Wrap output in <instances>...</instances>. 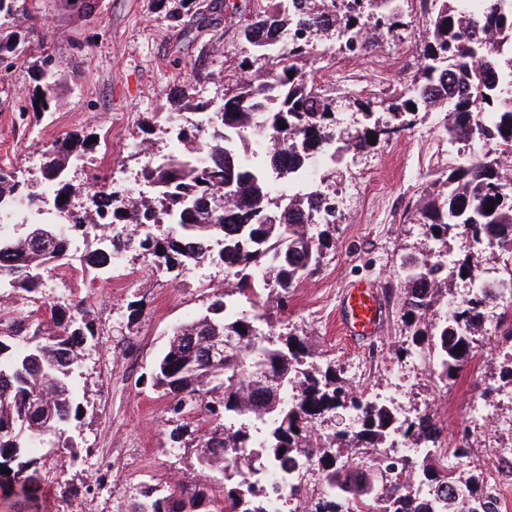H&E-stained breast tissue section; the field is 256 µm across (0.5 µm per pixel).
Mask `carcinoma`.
<instances>
[{
    "label": "carcinoma",
    "mask_w": 512,
    "mask_h": 512,
    "mask_svg": "<svg viewBox=\"0 0 512 512\" xmlns=\"http://www.w3.org/2000/svg\"><path fill=\"white\" fill-rule=\"evenodd\" d=\"M195 6L196 0H179L169 11L172 25L183 28L193 18L198 27H208ZM431 6L420 62L405 88L382 102L385 121L372 120L376 101L350 99L365 124L344 133L336 126L332 100L298 64L314 58L318 41L329 31L344 38L348 50L366 55L372 43L365 19L375 20L376 30L395 32L400 0H320L318 6L312 0H276L250 11L240 35L269 67L256 69L255 61L244 58L234 93L215 105L197 92L210 73L196 66L193 78L177 89L179 99L198 114L191 130L177 133L193 145V153L187 158L169 153L141 170L140 179L153 187L166 213V235L130 233L131 225L153 224L154 211L94 182L87 187L92 209L85 214L96 219L99 241L107 246L80 256L63 248L62 235L75 240L87 235V222L70 209L69 200H61L70 194L71 160L88 149L84 137L45 151L42 178L55 180L56 219L26 224L17 236H0V284L29 293L76 258L104 269L112 255L135 252L158 274L216 258L224 264L231 288L215 294L206 314L173 330L151 376L152 386L166 391L170 413L204 404L210 427L198 439L199 462L218 468L232 483L224 487L217 512H270L265 493L245 507L238 491L255 466L248 471L224 466L227 449L248 448L258 439L265 455L285 468L290 462L317 468L322 492L313 512H350L357 504L369 510L378 502L383 512H494L482 490L466 483L444 509L439 496L421 497L411 478L434 490L453 481L428 463L427 455L400 457L398 472L385 481L371 465L364 469L327 454L326 449L344 445L377 448L395 431L426 446L440 439V427L430 415L407 424L398 420L392 403L354 392L336 380L332 367L316 366L299 337L289 333L276 340L264 329L268 308L287 307L289 290L335 246V221L320 218L333 211L329 204L335 200L319 189L302 197L278 195L273 185L292 181L296 170L328 147L333 161L340 162L350 152L366 150L368 137L407 130L420 110L434 107L447 113L448 141L458 151L465 154L467 146L490 139L512 154V88L495 78L496 40L512 38V10L501 0H484L476 20L463 0H432ZM0 14L15 21L13 30L0 35L2 64L17 58L16 50L34 31V16L20 0H0ZM32 68L43 82L54 81L49 55H40ZM486 112L494 113L487 126L480 121ZM507 183L512 184V174L499 160L470 157L449 165L448 176L434 182L415 207L437 250L422 254L421 267L407 270L399 305L413 345L404 352L432 359L431 374L442 381L458 375L475 352L469 330L484 318L485 299L468 298L448 309L442 299L447 264L438 256L447 252L448 236L458 229L477 243L512 246V189L501 190ZM21 194L32 203L40 200L30 185L0 168V207ZM490 205L494 211L488 213ZM236 294L252 312H239L226 301ZM49 314L33 329L0 331L1 503L27 495L38 479L36 448L42 436H62L80 416L73 378L90 332L88 310L80 299L67 309L52 307ZM460 344L464 348L455 351ZM256 363L265 367L261 378L250 376ZM339 408L354 425L328 438L312 435L315 420ZM204 495L198 484L179 485L158 497L147 490L132 512H197Z\"/></svg>",
    "instance_id": "1"
}]
</instances>
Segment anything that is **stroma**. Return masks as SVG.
Listing matches in <instances>:
<instances>
[{"label":"stroma","instance_id":"obj_1","mask_svg":"<svg viewBox=\"0 0 512 512\" xmlns=\"http://www.w3.org/2000/svg\"><path fill=\"white\" fill-rule=\"evenodd\" d=\"M234 2V8L215 16L224 38L213 46L209 30L172 27L168 12L175 0H94L89 11L81 0H28L38 26L26 58L13 68L0 67V167L12 168L22 182L38 183L52 142L88 135L93 142L86 164L68 171L72 202L85 203L86 186L100 177L134 185L141 169L171 150L178 122L189 117L176 109L177 81L202 63L211 73L202 96L219 101L234 86L238 65L250 53L238 30L254 0ZM402 21L374 55L352 60L363 83L339 79L335 57L318 59L325 73L321 86L336 102L340 129L359 122L358 112L346 105L348 97L364 94L381 102L403 90L408 71L382 83L375 70L377 56L416 49L424 39L411 9H404ZM43 53L51 55L63 80L39 122L24 121L20 112L37 85L30 62ZM454 160L443 113L423 111L412 129L380 137L348 165L328 169L330 183L343 189L336 247L294 289L287 311H272L270 324L272 334L299 336L317 365H333L337 379L353 390H385L401 378L405 415L430 414L442 429V441L482 449L480 464L462 458L454 466L462 482L482 488L498 450L512 448L511 429L485 434L470 413L480 391L489 388L498 414L512 416V380L503 378L500 357L507 342L496 328L508 315L507 305H491L483 323L470 331L483 351L481 368L466 367L446 384L433 379L426 359L405 355L412 338L399 311L402 264L427 246L425 228L411 213L423 188L445 179ZM372 182L380 198L367 194ZM66 272L65 285L50 278L31 294L0 288V323L40 322L47 307H67L83 297L92 331L76 377L82 413L66 430L80 455L71 458L58 438L45 439L35 494L11 499L10 512H129L143 490L164 494L179 483L208 484L203 507L210 512L224 488L220 471L201 467L197 459L195 444L208 427L204 414L168 413L169 400L153 388L150 374L172 329L204 314L215 294L224 291L223 264L158 275L130 252L103 275L77 263ZM362 278L374 282L384 302L378 335L368 342L347 336L339 320L347 284Z\"/></svg>","mask_w":512,"mask_h":512}]
</instances>
